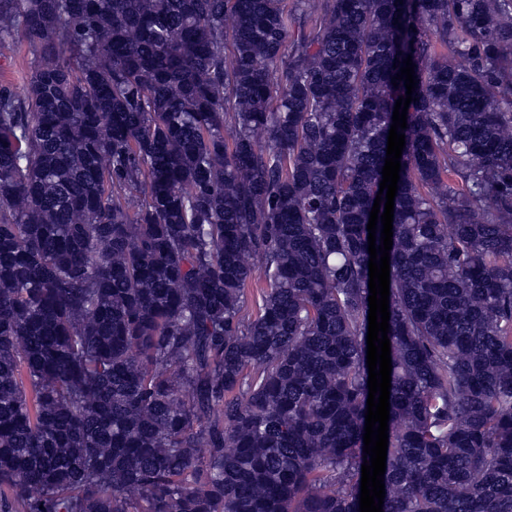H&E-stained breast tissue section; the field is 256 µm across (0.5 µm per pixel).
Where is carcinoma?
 Returning a JSON list of instances; mask_svg holds the SVG:
<instances>
[{"label":"carcinoma","instance_id":"obj_1","mask_svg":"<svg viewBox=\"0 0 512 512\" xmlns=\"http://www.w3.org/2000/svg\"><path fill=\"white\" fill-rule=\"evenodd\" d=\"M18 40L0 512L359 510L409 55L383 510L512 512V0H0Z\"/></svg>","mask_w":512,"mask_h":512}]
</instances>
